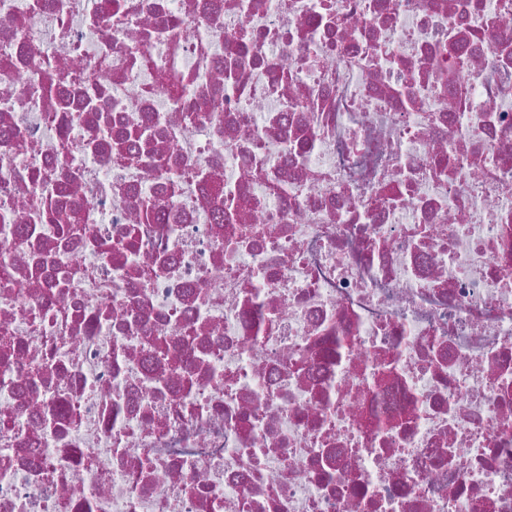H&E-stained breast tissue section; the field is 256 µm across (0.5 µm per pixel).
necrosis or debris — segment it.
Instances as JSON below:
<instances>
[{"label":"necrosis or debris","instance_id":"obj_1","mask_svg":"<svg viewBox=\"0 0 512 512\" xmlns=\"http://www.w3.org/2000/svg\"><path fill=\"white\" fill-rule=\"evenodd\" d=\"M0 0V512H512V0Z\"/></svg>","mask_w":512,"mask_h":512}]
</instances>
